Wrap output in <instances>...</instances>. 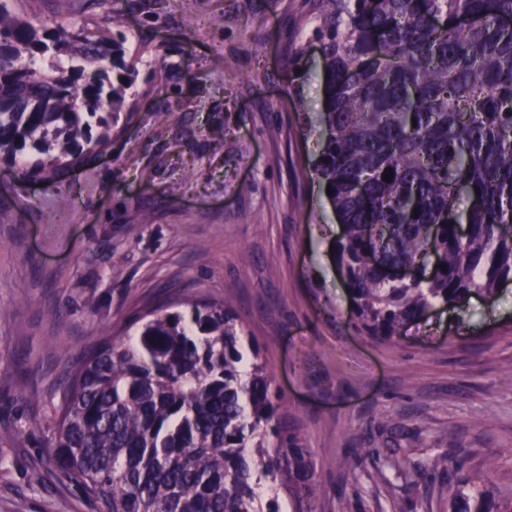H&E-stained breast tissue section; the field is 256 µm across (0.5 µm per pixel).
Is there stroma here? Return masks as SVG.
Listing matches in <instances>:
<instances>
[{
  "label": "stroma",
  "mask_w": 512,
  "mask_h": 512,
  "mask_svg": "<svg viewBox=\"0 0 512 512\" xmlns=\"http://www.w3.org/2000/svg\"><path fill=\"white\" fill-rule=\"evenodd\" d=\"M76 8L128 32L136 105L48 182L0 160V512H96L49 462L65 373L152 306L227 297L313 455L312 512H448L456 475L511 495L512 283L390 340L353 324L341 226L312 178L317 47L288 66L314 0Z\"/></svg>",
  "instance_id": "stroma-1"
}]
</instances>
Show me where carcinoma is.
<instances>
[{
    "instance_id": "carcinoma-1",
    "label": "carcinoma",
    "mask_w": 512,
    "mask_h": 512,
    "mask_svg": "<svg viewBox=\"0 0 512 512\" xmlns=\"http://www.w3.org/2000/svg\"><path fill=\"white\" fill-rule=\"evenodd\" d=\"M315 177L343 233L358 330L391 339L428 308L491 301L512 280V0H320ZM129 38L107 18L41 20L0 0V158L49 180L106 150L128 105ZM98 127L97 136L90 135ZM391 180H384L386 169ZM466 209L458 210L461 200ZM432 256L413 281L389 270ZM158 306L64 381L53 465L101 512H310L318 474L282 420L229 300ZM448 512H512L461 476Z\"/></svg>"
}]
</instances>
